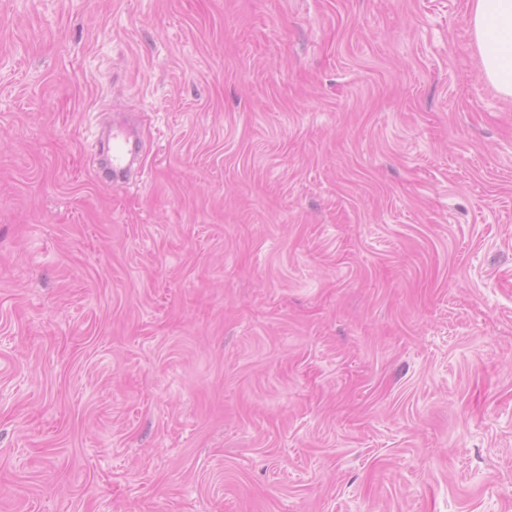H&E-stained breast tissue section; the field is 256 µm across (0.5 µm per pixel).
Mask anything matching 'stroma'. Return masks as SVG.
I'll use <instances>...</instances> for the list:
<instances>
[{
    "label": "stroma",
    "instance_id": "1",
    "mask_svg": "<svg viewBox=\"0 0 512 512\" xmlns=\"http://www.w3.org/2000/svg\"><path fill=\"white\" fill-rule=\"evenodd\" d=\"M468 3L0 0V512H512ZM108 142L111 143V176L108 180L112 184V177L120 170L127 157V148L130 143V136L128 131L123 127H114L108 137Z\"/></svg>",
    "mask_w": 512,
    "mask_h": 512
}]
</instances>
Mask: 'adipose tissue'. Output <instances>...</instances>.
Segmentation results:
<instances>
[{
	"instance_id": "obj_1",
	"label": "adipose tissue",
	"mask_w": 512,
	"mask_h": 512,
	"mask_svg": "<svg viewBox=\"0 0 512 512\" xmlns=\"http://www.w3.org/2000/svg\"><path fill=\"white\" fill-rule=\"evenodd\" d=\"M470 26L485 80L512 98V0H470Z\"/></svg>"
}]
</instances>
